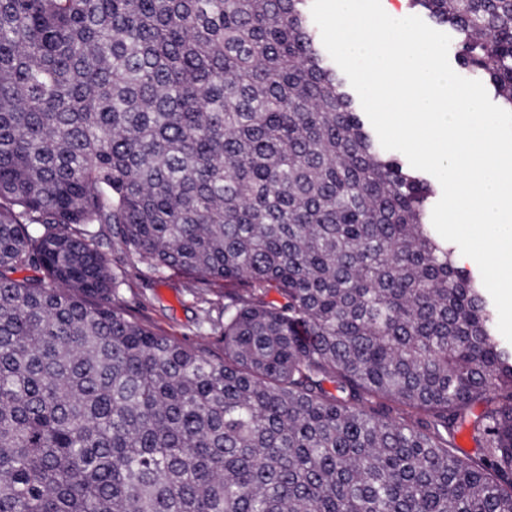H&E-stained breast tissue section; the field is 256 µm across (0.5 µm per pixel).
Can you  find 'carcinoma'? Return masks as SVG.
<instances>
[{"label":"carcinoma","instance_id":"cac0c4a2","mask_svg":"<svg viewBox=\"0 0 512 512\" xmlns=\"http://www.w3.org/2000/svg\"><path fill=\"white\" fill-rule=\"evenodd\" d=\"M409 5L512 111V0ZM354 98L307 0H0V512H512V347ZM92 224L224 281L221 355ZM105 234L110 267L122 274L116 303L159 335L188 346L208 342L215 353L221 354V344L200 336L208 329L207 325L201 328L200 323L204 308L210 309L214 320L222 314L224 281L202 284L173 270L152 271L137 263L122 242L112 238L110 230H105Z\"/></svg>","mask_w":512,"mask_h":512}]
</instances>
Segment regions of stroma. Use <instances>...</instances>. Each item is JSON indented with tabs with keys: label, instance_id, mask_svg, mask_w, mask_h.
Here are the masks:
<instances>
[{
	"label": "stroma",
	"instance_id": "35a3bbf8",
	"mask_svg": "<svg viewBox=\"0 0 512 512\" xmlns=\"http://www.w3.org/2000/svg\"><path fill=\"white\" fill-rule=\"evenodd\" d=\"M111 268L121 274L116 302L150 329L188 346L203 343V316L219 318L224 309V283H199L172 270L153 271L137 263L119 239L108 238Z\"/></svg>",
	"mask_w": 512,
	"mask_h": 512
}]
</instances>
